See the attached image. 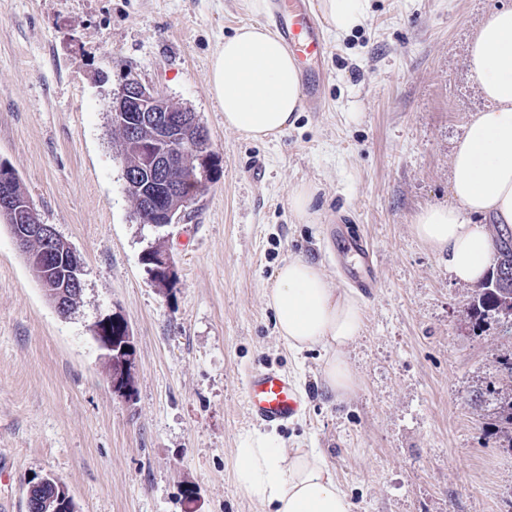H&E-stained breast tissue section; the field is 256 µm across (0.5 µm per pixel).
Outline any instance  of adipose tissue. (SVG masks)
<instances>
[{"instance_id":"1","label":"adipose tissue","mask_w":512,"mask_h":512,"mask_svg":"<svg viewBox=\"0 0 512 512\" xmlns=\"http://www.w3.org/2000/svg\"><path fill=\"white\" fill-rule=\"evenodd\" d=\"M319 8L340 33L367 19L364 0H319ZM468 65L486 106L473 115L452 155L456 203L422 210L413 232L431 250L447 254L457 282L475 287L494 254L483 219L512 226V7L487 17L470 43ZM209 87L224 110L225 127L255 140L287 132L302 106L294 59L262 24L239 26L225 38L211 60ZM265 299L289 350L321 345L325 386L339 397L350 392L357 376L346 349L361 332V301L329 288L321 267L301 256L278 268ZM235 456L238 488L267 512H352L320 449L289 451L274 435L254 431L240 439Z\"/></svg>"}]
</instances>
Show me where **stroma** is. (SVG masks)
Segmentation results:
<instances>
[{
	"mask_svg": "<svg viewBox=\"0 0 512 512\" xmlns=\"http://www.w3.org/2000/svg\"><path fill=\"white\" fill-rule=\"evenodd\" d=\"M503 5L367 0L363 26L322 25L321 109L258 142L225 128L209 89L225 36L270 22L247 0H0V163L82 263L60 315L0 217V512H27L47 475L77 512H264L236 485L234 454L258 427L244 392L263 367L306 398L276 430L285 448L321 449L353 512H512V451L488 440L493 407L475 398L507 340L494 322L472 332V287L412 229L421 209L454 201L453 145L485 106L467 43ZM130 79L194 112L219 157L209 189L164 227L140 222L125 190L110 106ZM302 185L308 223L289 203ZM340 211L380 275L346 349L358 384L341 398L321 382L322 348L289 351L265 300L295 255L347 291L327 237ZM152 246L169 253L173 288L146 273ZM115 312L136 349L128 399L94 339Z\"/></svg>",
	"mask_w": 512,
	"mask_h": 512,
	"instance_id": "stroma-1",
	"label": "stroma"
}]
</instances>
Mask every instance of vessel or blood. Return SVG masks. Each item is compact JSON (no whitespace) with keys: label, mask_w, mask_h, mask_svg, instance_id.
<instances>
[{"label":"vessel or blood","mask_w":512,"mask_h":512,"mask_svg":"<svg viewBox=\"0 0 512 512\" xmlns=\"http://www.w3.org/2000/svg\"><path fill=\"white\" fill-rule=\"evenodd\" d=\"M274 24L292 54L304 86V102L320 105L327 78L324 64L332 52L307 0H271ZM347 282L363 296L378 286L377 263L370 242L358 225L336 228ZM248 415L268 425H283L302 411V400L288 377L267 367L252 373L245 388Z\"/></svg>","instance_id":"b4317fda"}]
</instances>
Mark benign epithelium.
I'll list each match as a JSON object with an SVG mask.
<instances>
[{"label":"benign epithelium","instance_id":"7a95c632","mask_svg":"<svg viewBox=\"0 0 512 512\" xmlns=\"http://www.w3.org/2000/svg\"><path fill=\"white\" fill-rule=\"evenodd\" d=\"M111 121L127 132L125 148L136 157L137 168L125 167L124 179L129 196L143 199L151 193V178L169 179L178 166L187 165L188 157L201 149H211L206 131L187 109L173 106L163 95L136 80H129L112 93ZM148 129L151 136L140 137V131ZM199 182L197 172L188 169V175L180 185L181 201L164 212L160 225L174 223L181 211L197 200L192 187ZM0 210L8 214L16 224L15 241L22 249L29 241L42 240L49 227L38 221L29 199L17 200L11 193L0 191ZM33 277L44 290L49 286L44 276V250L26 254ZM109 319L104 318L96 326L95 335L99 346L108 351L105 359L112 360L110 351L125 356L126 371L120 378H109L113 394L128 399L133 392L135 345L131 332L113 339L105 332Z\"/></svg>","mask_w":512,"mask_h":512}]
</instances>
